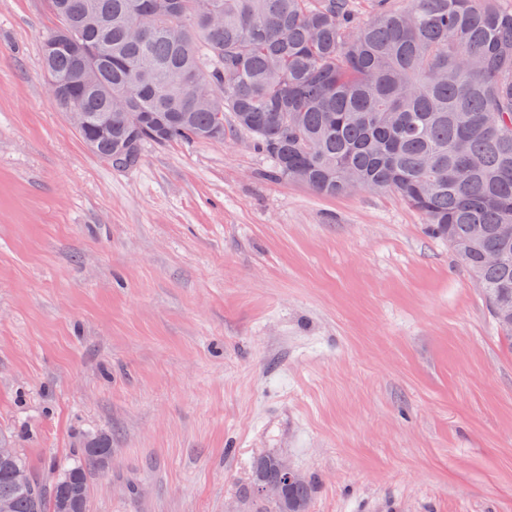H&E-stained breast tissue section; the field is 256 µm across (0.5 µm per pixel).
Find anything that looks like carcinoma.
Wrapping results in <instances>:
<instances>
[{
    "label": "carcinoma",
    "instance_id": "obj_1",
    "mask_svg": "<svg viewBox=\"0 0 512 512\" xmlns=\"http://www.w3.org/2000/svg\"><path fill=\"white\" fill-rule=\"evenodd\" d=\"M384 2L358 23V0H47V39L65 29L77 45L42 50L39 66L87 114L84 141L116 96L144 114L137 130L112 124L97 155L113 165L229 120L277 178L324 196L393 192L448 240L512 348V8ZM211 5L223 22L211 23ZM192 75L211 99H194ZM498 252L506 259H488ZM110 458L85 448L47 479L16 451L0 460V500L11 512H66L65 501L85 512L88 473ZM310 495L305 481L285 484L293 507Z\"/></svg>",
    "mask_w": 512,
    "mask_h": 512
}]
</instances>
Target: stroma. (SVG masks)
<instances>
[{"label":"stroma","instance_id":"stroma-1","mask_svg":"<svg viewBox=\"0 0 512 512\" xmlns=\"http://www.w3.org/2000/svg\"><path fill=\"white\" fill-rule=\"evenodd\" d=\"M0 0V442L101 445L88 512H250L285 458L308 512H512V351L389 191L321 196L248 136L92 152Z\"/></svg>","mask_w":512,"mask_h":512}]
</instances>
